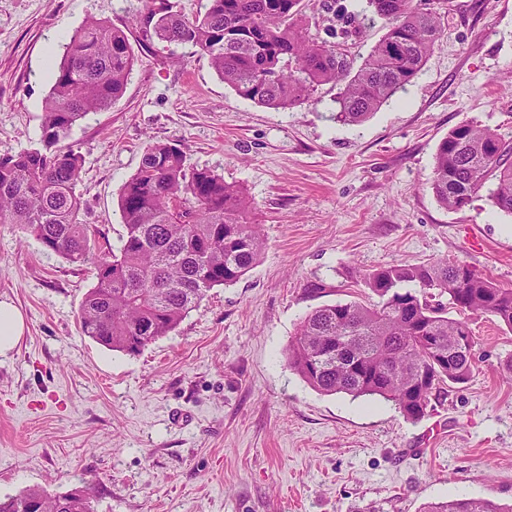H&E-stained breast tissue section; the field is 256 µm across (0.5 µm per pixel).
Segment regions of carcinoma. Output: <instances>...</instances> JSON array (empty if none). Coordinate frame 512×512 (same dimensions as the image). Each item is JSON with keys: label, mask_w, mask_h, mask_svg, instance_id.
<instances>
[{"label": "carcinoma", "mask_w": 512, "mask_h": 512, "mask_svg": "<svg viewBox=\"0 0 512 512\" xmlns=\"http://www.w3.org/2000/svg\"><path fill=\"white\" fill-rule=\"evenodd\" d=\"M301 2L209 0L203 16L163 13L153 30L163 41L198 47L238 96L271 108L293 107L324 83H342L336 120L343 123L362 121L404 90L441 32L435 7L367 0L386 33L355 69L308 37ZM132 67L126 34L87 20L54 63L40 146L0 155V223L22 226L71 263L88 261L94 233L79 218L82 157L63 141L77 121L122 96ZM430 187L450 210L462 209L485 187L494 206L512 215V137L474 123L453 128L437 145ZM119 209L125 235L118 248L100 249L96 283L79 312L82 334L114 351L136 354L174 331L207 291L236 283L266 248L244 190L210 169L188 166L176 143L146 149L121 189ZM363 280L376 301L319 307L288 346L291 366L320 392L383 399L418 420L441 385L464 384L473 373V345L456 340L469 326L448 317V308L490 314L512 329V288L463 262L384 265ZM94 498L89 486L54 495L32 488L0 498V512H94ZM426 512L512 507L471 498L432 503Z\"/></svg>", "instance_id": "obj_1"}]
</instances>
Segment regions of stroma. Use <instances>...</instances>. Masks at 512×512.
<instances>
[{"label":"stroma","mask_w":512,"mask_h":512,"mask_svg":"<svg viewBox=\"0 0 512 512\" xmlns=\"http://www.w3.org/2000/svg\"><path fill=\"white\" fill-rule=\"evenodd\" d=\"M351 0H303L310 36L362 63L383 20L344 23ZM207 0H0V154L37 145L60 58L91 17L127 34L123 95L79 120L80 220L111 245L119 192L155 142L244 188L266 239L238 282L211 289L175 331L128 355L82 335L94 265L0 224V300L26 320L0 355V497L96 491L94 512H423L482 498L512 504V330L466 314L469 382L427 415L306 383L288 362L300 322L368 300L365 273L445 258L512 288V216L479 192L460 210L430 188L433 155L472 122L512 136V0H445L412 83L363 122L336 121L330 82L290 109L243 99L208 56L159 40L152 14Z\"/></svg>","instance_id":"obj_1"}]
</instances>
